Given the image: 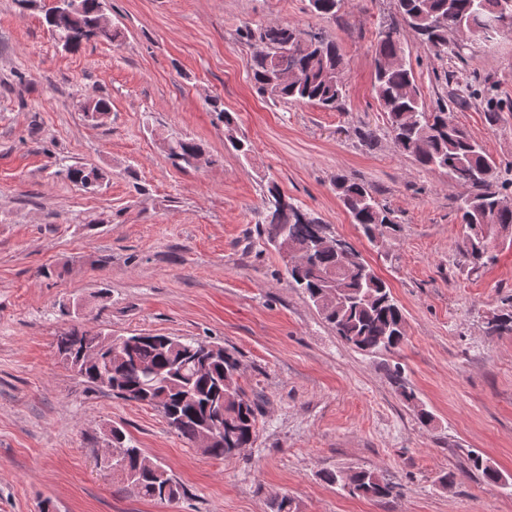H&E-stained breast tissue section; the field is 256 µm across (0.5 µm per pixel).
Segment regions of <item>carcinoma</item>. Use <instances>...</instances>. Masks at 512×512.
<instances>
[{"label":"carcinoma","instance_id":"cac0c4a2","mask_svg":"<svg viewBox=\"0 0 512 512\" xmlns=\"http://www.w3.org/2000/svg\"><path fill=\"white\" fill-rule=\"evenodd\" d=\"M313 12L336 18L343 0H309ZM102 0H83V10L66 19L48 8L44 23L54 40L68 51H77L91 41L114 43L121 30L98 25ZM397 13L419 36L421 44L439 57L448 56L450 36L459 24L479 28L490 47L512 33V0H395ZM254 51L249 71L257 91L274 102L314 104L339 111L346 94V62L334 40L305 31L288 22L246 25L242 31ZM411 46L400 29L382 28L374 45L373 92L387 117L388 133L400 149L425 170L442 173L464 186L459 201L460 223L467 228L462 252L473 268L494 263L493 249L503 232L512 229V205L505 206L511 183L501 181L496 162L469 131L456 122L448 105L431 107L423 99L413 71L406 63ZM217 119L224 123L227 142L246 156L248 142L234 136L235 121L218 100L211 102ZM167 159L182 169L197 167L196 159L213 164L204 145L189 136L163 141ZM66 180L88 191L106 179L98 168L65 165L59 171ZM336 193L353 223L372 244L386 232L396 231L391 212L380 205L371 186L338 175ZM264 233L272 244L279 238L297 254V263L287 270L288 286L312 303L322 319L350 346L368 353L395 352L406 339L405 317L387 283L362 255L342 263L330 250H310L318 236L319 221L301 205L285 200L276 182L263 194ZM489 330L512 335V311L496 314ZM133 341L91 329L72 328L57 336L56 353L66 368L82 382L158 410L168 429L196 446L209 429H215L202 451L216 459L232 457L233 449L247 448L255 440L260 415L259 401L247 394L238 381L239 360L222 346L211 347L194 339L139 333ZM233 396H224L225 380ZM112 464L122 469L126 488L133 494L163 502L184 494L181 483L160 463L146 456L123 430L110 429ZM470 467L493 484L505 480L502 473L480 455L469 458ZM329 483L338 484L353 496L376 501L393 497L394 486L372 469L327 471Z\"/></svg>","mask_w":512,"mask_h":512}]
</instances>
